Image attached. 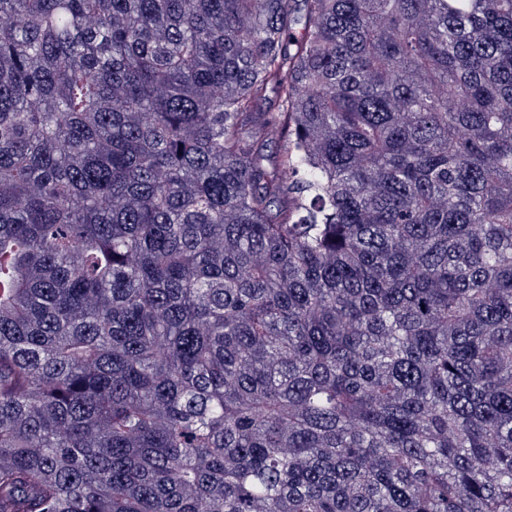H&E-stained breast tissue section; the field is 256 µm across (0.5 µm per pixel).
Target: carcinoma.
Instances as JSON below:
<instances>
[{"label":"carcinoma","instance_id":"1","mask_svg":"<svg viewBox=\"0 0 512 512\" xmlns=\"http://www.w3.org/2000/svg\"><path fill=\"white\" fill-rule=\"evenodd\" d=\"M0 512H512V0H0Z\"/></svg>","mask_w":512,"mask_h":512}]
</instances>
